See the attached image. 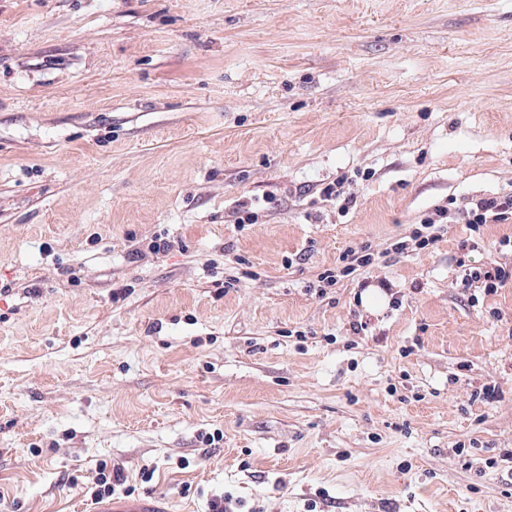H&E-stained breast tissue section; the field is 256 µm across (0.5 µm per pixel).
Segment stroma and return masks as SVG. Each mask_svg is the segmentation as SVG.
<instances>
[{"label": "stroma", "instance_id": "1", "mask_svg": "<svg viewBox=\"0 0 512 512\" xmlns=\"http://www.w3.org/2000/svg\"><path fill=\"white\" fill-rule=\"evenodd\" d=\"M510 193L512 0H0V512H512ZM348 179L345 177H338L336 181L325 185L321 189V196L325 201L336 200L338 204V213L342 216L349 213L350 209L356 204V196L353 192L345 191V184ZM469 207L463 213L462 222L467 224L475 237L465 246L468 251L482 249L484 240L481 237V227L484 224H506L512 219V194L484 197L469 202ZM470 249V250H469ZM450 217L447 207H438L431 214L425 216L418 227H415L409 236H405L394 241L391 251L404 254L409 251H421L432 247L441 237L444 231V224L448 223ZM445 221V222H444ZM375 261L371 246L364 245L359 248H346L339 255L336 266L325 268L317 276L319 287L316 293L319 296L327 294V288H335L343 279L357 275L363 268L372 265ZM458 267H464V274L460 281L456 280V286L463 288L464 291L482 290L484 296L494 295L498 288H502L506 283L512 282V265L494 264L488 266H470L466 264L465 257L457 260ZM474 288V289H472ZM124 482L125 479L120 468L107 469V464L101 465L92 479L91 497L96 501L111 498L119 490H122Z\"/></svg>", "mask_w": 512, "mask_h": 512}]
</instances>
